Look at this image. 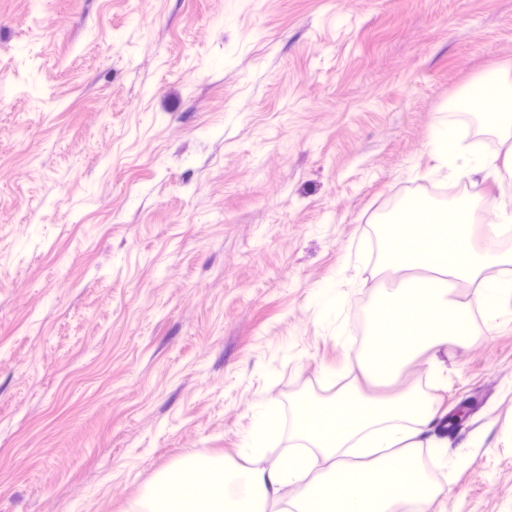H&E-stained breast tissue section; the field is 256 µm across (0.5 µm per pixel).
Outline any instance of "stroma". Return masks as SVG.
<instances>
[{
	"label": "stroma",
	"instance_id": "1",
	"mask_svg": "<svg viewBox=\"0 0 512 512\" xmlns=\"http://www.w3.org/2000/svg\"><path fill=\"white\" fill-rule=\"evenodd\" d=\"M512 81V0H0V512H128L353 380L390 205L482 212L431 147ZM342 299L334 310V299ZM434 382L448 512H512V328Z\"/></svg>",
	"mask_w": 512,
	"mask_h": 512
}]
</instances>
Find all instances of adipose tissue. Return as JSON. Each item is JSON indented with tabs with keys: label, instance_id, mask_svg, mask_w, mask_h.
Wrapping results in <instances>:
<instances>
[{
	"label": "adipose tissue",
	"instance_id": "1",
	"mask_svg": "<svg viewBox=\"0 0 512 512\" xmlns=\"http://www.w3.org/2000/svg\"><path fill=\"white\" fill-rule=\"evenodd\" d=\"M451 216L448 225H415L392 252L393 268L412 274L405 287L379 292L381 335L348 358L350 370L366 382L390 381L419 360L434 379H442L440 352L472 339L469 313L476 309L498 321L499 307L492 302L496 283L488 271L512 267V253L498 250L494 234L485 247L472 248L466 207L453 208ZM439 415V401L412 388L372 403L340 392L319 420L299 412L294 439L305 453L288 460L272 454L275 417L268 413L242 461L221 454L189 456L158 472L132 512H351L386 464L439 452L430 436ZM288 485L297 486V493L284 495ZM445 495L444 487L416 474L388 486L367 509L444 512Z\"/></svg>",
	"mask_w": 512,
	"mask_h": 512
}]
</instances>
